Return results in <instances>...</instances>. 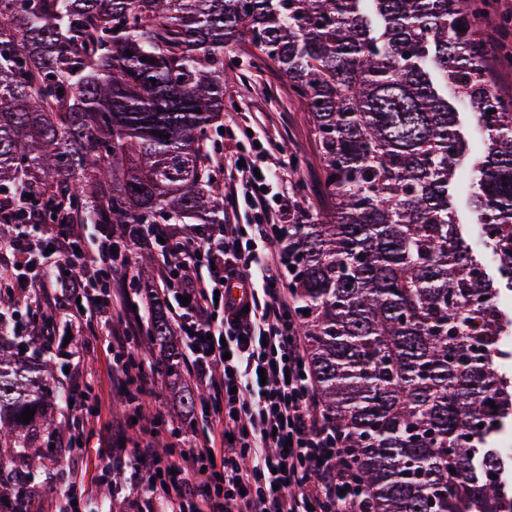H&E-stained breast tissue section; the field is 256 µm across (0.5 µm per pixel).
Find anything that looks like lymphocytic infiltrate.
<instances>
[{
	"mask_svg": "<svg viewBox=\"0 0 512 512\" xmlns=\"http://www.w3.org/2000/svg\"><path fill=\"white\" fill-rule=\"evenodd\" d=\"M274 149L261 145L245 161V178L230 186L233 223L199 224L189 236L171 224L102 232L81 256V275L68 283L72 296L63 308L77 301L99 316L112 347L111 385L131 393L137 413L149 407L147 371L131 347L146 314L142 295L164 296L187 371L207 391L200 410L210 429L186 451L197 477L174 456L157 455L149 429L132 453L100 451L144 493L151 512H373L308 380L292 292L282 277L288 227L300 222L302 210L284 173L264 164ZM248 213L256 221L244 230L236 220ZM31 230L15 225L0 241L6 257L0 289L49 288L83 244L78 224L51 225L37 239ZM138 243L179 256L163 264L158 285L137 279L132 250ZM233 280L252 284L244 304L215 297Z\"/></svg>",
	"mask_w": 512,
	"mask_h": 512,
	"instance_id": "1",
	"label": "lymphocytic infiltrate"
}]
</instances>
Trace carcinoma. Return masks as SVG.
Returning a JSON list of instances; mask_svg holds the SVG:
<instances>
[{"instance_id": "cac0c4a2", "label": "carcinoma", "mask_w": 512, "mask_h": 512, "mask_svg": "<svg viewBox=\"0 0 512 512\" xmlns=\"http://www.w3.org/2000/svg\"><path fill=\"white\" fill-rule=\"evenodd\" d=\"M488 2L0 0V208L17 224L224 223L209 150L224 49L258 47L319 151L328 209L288 225V287L349 465L375 512H503L512 477L494 430L512 419V373L494 352L512 333L496 304L501 282L512 291V96L493 90L477 39ZM464 164L491 263L451 201ZM168 336L152 316L148 339ZM49 375L0 346V472L44 455Z\"/></svg>"}]
</instances>
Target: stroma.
<instances>
[{
	"instance_id": "obj_1",
	"label": "stroma",
	"mask_w": 512,
	"mask_h": 512,
	"mask_svg": "<svg viewBox=\"0 0 512 512\" xmlns=\"http://www.w3.org/2000/svg\"><path fill=\"white\" fill-rule=\"evenodd\" d=\"M506 16H512V0H492L480 27L481 42L492 68V86L501 95L512 94V66L501 64L498 47V25ZM224 57L237 61L241 74L224 83V131L214 137L213 158L227 154V136L231 133H239V148L245 153L253 152L260 139H273L282 150V159L298 162L288 171L291 193L296 194L305 212H322L326 202L320 186L317 146L305 106L291 92L287 77L247 42L232 47ZM13 302L16 322L24 333L17 337L8 330L5 339H18L26 355L50 362L53 382L61 392H68L73 374L79 372L100 387L104 402L99 419L92 424L79 408L56 402L52 446L45 451L39 473L31 477L24 470H12L8 488L27 485L26 512H70L75 500L81 512H95L97 506L109 502L116 503L120 512H146V501L136 489L117 487L110 475L104 474L106 461L99 450L111 438L134 444L142 429L151 426L155 429V451L164 455L172 446L192 445L208 431L205 417L189 413L186 407L187 400H201L203 390L187 373L171 377L163 368L169 354L178 351L177 341L163 347L154 344L139 348L140 357L157 365L150 374L154 389L150 410L162 413L165 422L155 427L143 416L132 422L124 416L117 391L105 387L112 350L101 334L99 320L80 313L69 320L59 316L42 319L30 294L15 295Z\"/></svg>"
}]
</instances>
